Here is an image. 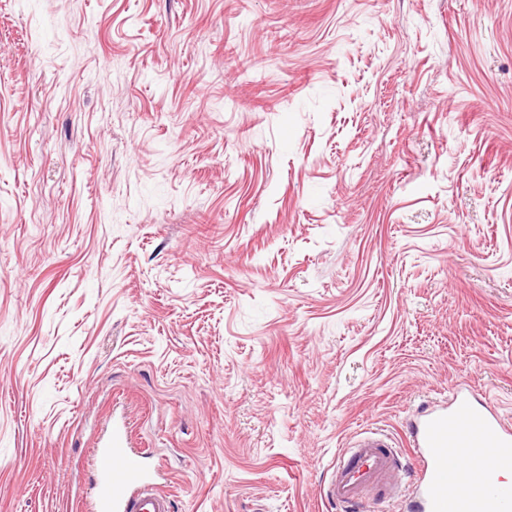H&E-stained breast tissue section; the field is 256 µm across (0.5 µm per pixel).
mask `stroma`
Here are the masks:
<instances>
[{
	"label": "stroma",
	"instance_id": "1",
	"mask_svg": "<svg viewBox=\"0 0 512 512\" xmlns=\"http://www.w3.org/2000/svg\"><path fill=\"white\" fill-rule=\"evenodd\" d=\"M512 418V0H0V512H337L365 430ZM127 434L112 437L97 450L98 492L92 512H172L173 500L145 471L141 451L131 448Z\"/></svg>",
	"mask_w": 512,
	"mask_h": 512
}]
</instances>
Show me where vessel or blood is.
Returning a JSON list of instances; mask_svg holds the SVG:
<instances>
[{
    "instance_id": "vessel-or-blood-1",
    "label": "vessel or blood",
    "mask_w": 512,
    "mask_h": 512,
    "mask_svg": "<svg viewBox=\"0 0 512 512\" xmlns=\"http://www.w3.org/2000/svg\"><path fill=\"white\" fill-rule=\"evenodd\" d=\"M414 450L411 465L405 451L388 434L370 430L357 434L339 453L323 488L324 496L341 512H367L368 490L392 491L413 480L406 512H450L459 474L479 478L481 495L468 512H512V486L499 484L500 471L512 470V422L488 403L474 402L462 392L450 401L424 408L409 427ZM489 449L486 457L462 459L460 446ZM98 492L92 512H172L173 501L145 471L138 449L128 435L113 436L95 459Z\"/></svg>"
}]
</instances>
